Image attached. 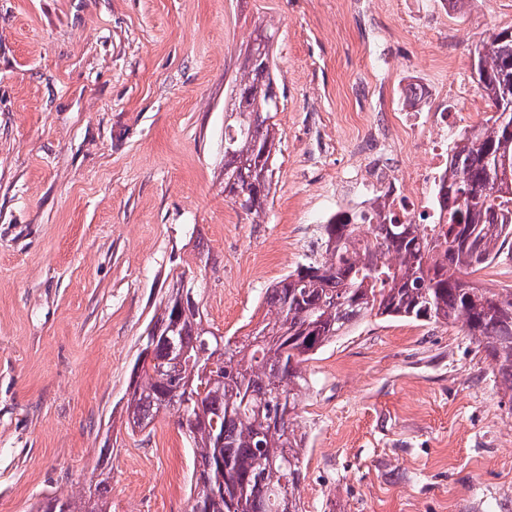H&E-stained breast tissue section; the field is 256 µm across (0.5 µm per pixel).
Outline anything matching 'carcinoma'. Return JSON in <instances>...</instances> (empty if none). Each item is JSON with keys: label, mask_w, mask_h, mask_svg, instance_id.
I'll return each instance as SVG.
<instances>
[{"label": "carcinoma", "mask_w": 512, "mask_h": 512, "mask_svg": "<svg viewBox=\"0 0 512 512\" xmlns=\"http://www.w3.org/2000/svg\"><path fill=\"white\" fill-rule=\"evenodd\" d=\"M273 40L256 31L224 119V194L256 217L269 204L281 144ZM472 78L491 111L458 130L436 192L439 223L333 217L320 227V249L266 289L274 318L241 340L204 325L191 286L177 282L160 302L141 337L154 364L131 381L125 429L144 431L162 411L177 417L200 486L191 512H300L303 364L372 313L461 323L512 392V289L467 280L512 240V29L475 46ZM108 492L103 470L83 494L53 495L32 512H110Z\"/></svg>", "instance_id": "carcinoma-1"}]
</instances>
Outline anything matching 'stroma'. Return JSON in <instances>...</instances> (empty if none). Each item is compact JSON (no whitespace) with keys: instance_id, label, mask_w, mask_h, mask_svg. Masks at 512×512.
Masks as SVG:
<instances>
[{"instance_id":"obj_1","label":"stroma","mask_w":512,"mask_h":512,"mask_svg":"<svg viewBox=\"0 0 512 512\" xmlns=\"http://www.w3.org/2000/svg\"><path fill=\"white\" fill-rule=\"evenodd\" d=\"M282 133L265 214L224 195V117L257 23ZM512 0H0V512L79 495L190 512L175 417L128 435L143 336L180 274L220 334L271 318L373 130L488 111L471 52ZM303 512H512V393L458 324L368 316L307 363Z\"/></svg>"}]
</instances>
